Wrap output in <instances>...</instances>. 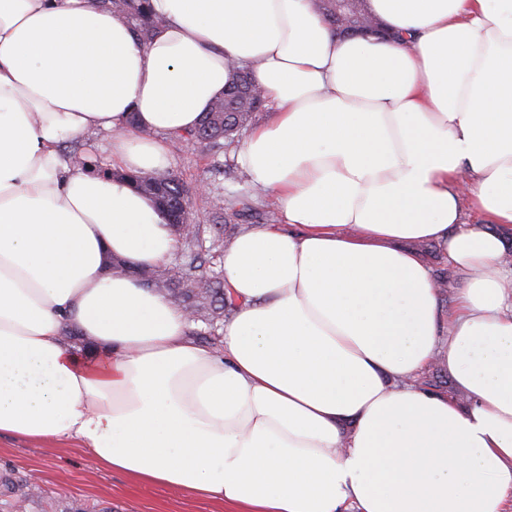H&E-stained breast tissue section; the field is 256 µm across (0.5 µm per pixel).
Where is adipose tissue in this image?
I'll use <instances>...</instances> for the list:
<instances>
[{"label":"adipose tissue","mask_w":512,"mask_h":512,"mask_svg":"<svg viewBox=\"0 0 512 512\" xmlns=\"http://www.w3.org/2000/svg\"><path fill=\"white\" fill-rule=\"evenodd\" d=\"M151 6L142 43L100 0H0V436L226 512H505L512 0H366L399 41L339 39L311 0ZM237 68L270 112L237 161L278 220L225 250L210 347L135 275L177 235L127 176ZM102 132L111 173L65 154ZM434 361L453 394L419 384ZM412 247L418 251L431 266L435 276L439 272L448 273V278L444 275V273H441L442 275L440 274L436 276V282L442 287L440 289V293L447 292L442 295L441 303L444 310L448 312V309L450 310L453 307L456 289L460 287L459 275L448 263L447 256L442 252L440 247L435 242H416L412 245ZM446 288H448V291Z\"/></svg>","instance_id":"obj_1"}]
</instances>
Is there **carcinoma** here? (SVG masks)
<instances>
[{"label":"carcinoma","mask_w":512,"mask_h":512,"mask_svg":"<svg viewBox=\"0 0 512 512\" xmlns=\"http://www.w3.org/2000/svg\"><path fill=\"white\" fill-rule=\"evenodd\" d=\"M100 3L124 14L141 42L149 41L163 24V20L151 12L149 0H100ZM262 108L263 104L253 96L248 74L241 71L205 113L200 125L177 136L175 142L199 144L220 153L238 141ZM131 180L165 212L183 244L181 262L175 265L177 275H169L166 267L145 269L142 283L169 296L173 303L192 309L190 322L206 325L199 335L216 340L219 336L217 322L224 317V312L233 310L234 303L224 294L223 271L215 270V265L224 256L225 246L232 243L233 235L215 231L207 237L206 230L199 224L192 234H182L181 226L173 219L191 218L194 203L177 175L140 172L131 176ZM204 204L216 217L224 219L253 210L251 200L244 194L218 193L205 198Z\"/></svg>","instance_id":"carcinoma-1"}]
</instances>
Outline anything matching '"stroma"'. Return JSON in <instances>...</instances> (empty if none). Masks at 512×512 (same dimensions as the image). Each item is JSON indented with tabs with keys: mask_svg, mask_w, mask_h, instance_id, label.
Segmentation results:
<instances>
[{
	"mask_svg": "<svg viewBox=\"0 0 512 512\" xmlns=\"http://www.w3.org/2000/svg\"><path fill=\"white\" fill-rule=\"evenodd\" d=\"M237 148L213 156L205 147L177 145L171 149L170 172L180 176L186 189L207 184L210 191L247 194L251 212L231 224L226 233L261 227V212L274 209L271 194L254 187L236 170ZM233 165V172L217 175L215 164ZM14 480H37L41 496L27 512H224L221 503L193 497L186 491L163 486L141 485L123 474L100 466L72 442L43 444L37 441L0 437V476Z\"/></svg>",
	"mask_w": 512,
	"mask_h": 512,
	"instance_id": "stroma-1",
	"label": "stroma"
}]
</instances>
